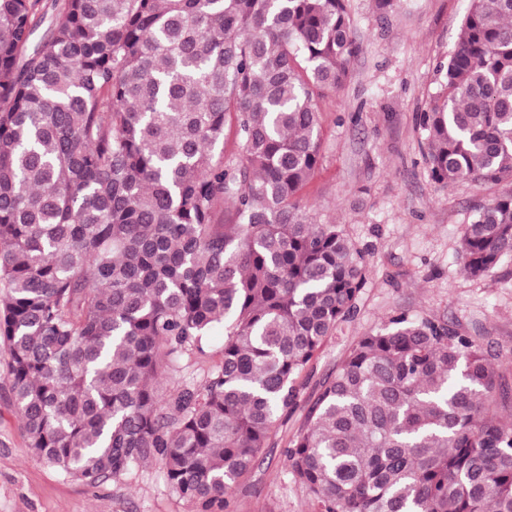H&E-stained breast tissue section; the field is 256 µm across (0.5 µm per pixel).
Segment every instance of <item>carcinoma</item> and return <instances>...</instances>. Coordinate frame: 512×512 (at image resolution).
Wrapping results in <instances>:
<instances>
[{
	"mask_svg": "<svg viewBox=\"0 0 512 512\" xmlns=\"http://www.w3.org/2000/svg\"><path fill=\"white\" fill-rule=\"evenodd\" d=\"M353 54L347 0H0V344L40 462L97 486L159 460L199 512H232L365 281L301 204L317 98ZM441 91L431 179L512 183V0H469ZM509 253L512 192L460 259L483 277ZM219 322L220 361L161 395ZM495 360L404 314L358 337L286 448L310 512H512Z\"/></svg>",
	"mask_w": 512,
	"mask_h": 512,
	"instance_id": "obj_1",
	"label": "carcinoma"
}]
</instances>
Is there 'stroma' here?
I'll use <instances>...</instances> for the list:
<instances>
[{
  "mask_svg": "<svg viewBox=\"0 0 512 512\" xmlns=\"http://www.w3.org/2000/svg\"><path fill=\"white\" fill-rule=\"evenodd\" d=\"M469 0H395L379 16L372 0H349L357 47L349 78L320 97L319 168L304 203L324 224H341L366 253L356 312L339 324L298 380L296 407L277 422L252 468L237 482L235 512H308L285 456L320 385L332 378L352 343L405 313L453 323L497 353L496 370L512 393V254L490 276L467 275L457 260L463 231L501 185L428 175L421 112L437 96L438 72L457 47ZM224 327L214 325L205 355L166 374L161 393L201 382L220 361ZM0 345V512H192L153 460L92 487L38 461L21 430Z\"/></svg>",
  "mask_w": 512,
  "mask_h": 512,
  "instance_id": "35a3bbf8",
  "label": "stroma"
}]
</instances>
